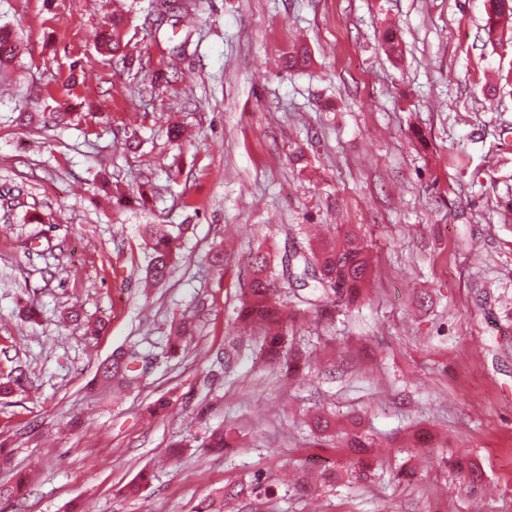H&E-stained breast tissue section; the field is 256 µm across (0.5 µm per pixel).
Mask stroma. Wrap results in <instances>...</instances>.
Segmentation results:
<instances>
[{
  "mask_svg": "<svg viewBox=\"0 0 512 512\" xmlns=\"http://www.w3.org/2000/svg\"><path fill=\"white\" fill-rule=\"evenodd\" d=\"M117 1L130 68L95 40ZM485 19V0H0L21 29L0 80V384L24 379L0 397V485L29 476L0 512H512V39L486 42ZM301 47L311 66L286 70ZM160 68L177 82L152 84ZM53 110L76 118L15 121ZM146 224L188 227L152 288ZM313 225L363 238L364 299L321 313L288 286L312 366L286 377L256 329L225 364L252 256L305 249ZM118 349L149 356L137 385L102 380ZM318 412L380 441L368 477L315 446ZM218 427L235 434L221 453L202 446ZM33 113V112H21L19 113L17 120L20 125H28L32 123L42 124V127H57L61 124H64L69 117H71V113L69 112H51L49 116H45V113ZM51 120V121H50ZM50 122L54 123V126H50Z\"/></svg>",
  "mask_w": 512,
  "mask_h": 512,
  "instance_id": "obj_1",
  "label": "stroma"
}]
</instances>
